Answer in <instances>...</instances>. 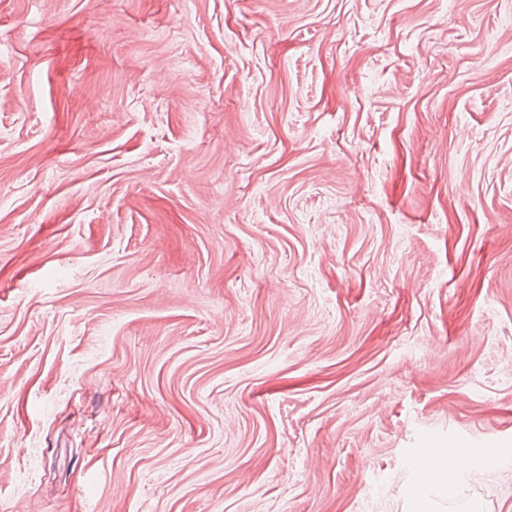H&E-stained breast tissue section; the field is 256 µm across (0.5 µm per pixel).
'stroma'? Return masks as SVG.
Returning <instances> with one entry per match:
<instances>
[{"instance_id":"obj_1","label":"stroma","mask_w":512,"mask_h":512,"mask_svg":"<svg viewBox=\"0 0 512 512\" xmlns=\"http://www.w3.org/2000/svg\"><path fill=\"white\" fill-rule=\"evenodd\" d=\"M1 48L0 512H410L419 449L512 448V0H0Z\"/></svg>"}]
</instances>
